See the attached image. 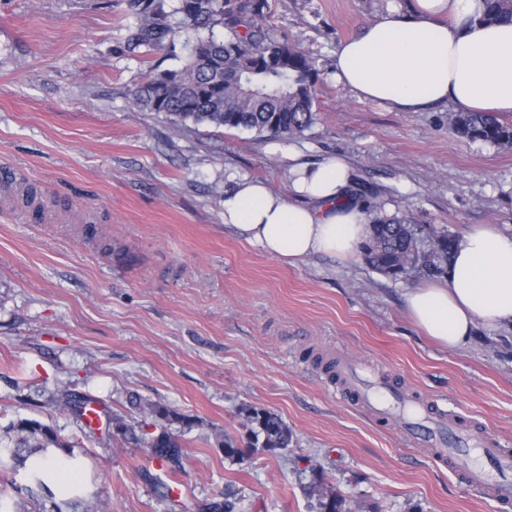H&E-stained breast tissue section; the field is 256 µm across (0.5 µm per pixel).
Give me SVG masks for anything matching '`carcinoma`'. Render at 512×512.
Listing matches in <instances>:
<instances>
[{"label": "carcinoma", "mask_w": 512, "mask_h": 512, "mask_svg": "<svg viewBox=\"0 0 512 512\" xmlns=\"http://www.w3.org/2000/svg\"><path fill=\"white\" fill-rule=\"evenodd\" d=\"M482 20L512 22V0H484ZM139 25L130 36L132 48H163L185 36L181 66L148 70L134 93L137 105L165 114L181 128L189 123L217 129L269 133L284 139L301 135L316 120L318 75L310 56L300 47L273 39L269 32V0H175L172 13L162 0H133ZM450 131L473 142L512 148V121L489 112H453ZM371 215L370 235L362 247L363 260L393 278L412 271L443 273L456 239L429 229V248L422 247L407 215H387L354 189ZM75 392L65 389L50 405L59 411L80 407ZM147 412L161 422L160 430L144 433L140 442L159 464L179 467L182 443L168 428L183 421L169 408L149 404ZM250 425L247 447L275 454L286 450L292 434L282 417L267 409L245 408ZM0 448L18 466L50 448L64 452L71 445L58 430L37 419L20 418L0 435ZM319 512H343V499L330 492L318 498Z\"/></svg>", "instance_id": "carcinoma-1"}]
</instances>
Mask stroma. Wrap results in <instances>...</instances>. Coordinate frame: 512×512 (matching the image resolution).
<instances>
[{
  "label": "stroma",
  "instance_id": "obj_1",
  "mask_svg": "<svg viewBox=\"0 0 512 512\" xmlns=\"http://www.w3.org/2000/svg\"><path fill=\"white\" fill-rule=\"evenodd\" d=\"M406 0H270L271 35L300 44L319 74L316 122L292 139L187 125L135 104L148 65L174 68L183 45L148 52L128 36L132 0H0V431L20 418L56 426L73 479L109 512H202L233 491L239 512H317L330 485L346 512H495L317 367L345 353L512 448V324L476 325L458 349L411 322L408 289L363 258L291 264L224 227V193L262 180L288 193V152L341 157L386 213L459 236L512 233V149L459 138L450 106L401 112L332 77L337 44ZM104 400L126 423L142 403L171 424L181 469L107 419L52 412L57 387ZM265 408L292 432L285 451L225 458L245 443L242 411ZM0 512H56L11 466ZM174 480L167 499L155 481Z\"/></svg>",
  "mask_w": 512,
  "mask_h": 512
}]
</instances>
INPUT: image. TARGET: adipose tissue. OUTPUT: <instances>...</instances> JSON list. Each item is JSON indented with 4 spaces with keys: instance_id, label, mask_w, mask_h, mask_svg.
<instances>
[{
    "instance_id": "adipose-tissue-1",
    "label": "adipose tissue",
    "mask_w": 512,
    "mask_h": 512,
    "mask_svg": "<svg viewBox=\"0 0 512 512\" xmlns=\"http://www.w3.org/2000/svg\"><path fill=\"white\" fill-rule=\"evenodd\" d=\"M482 0H414L393 7L340 41L338 84L359 99L402 112L450 103L464 112H512V23L481 21ZM291 197L242 179L224 193V225L274 258L355 259L370 217L348 195L346 161L290 168ZM409 316L442 346L465 343L476 323H512V235L493 225L458 239L446 274L407 291Z\"/></svg>"
}]
</instances>
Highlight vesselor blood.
Wrapping results in <instances>:
<instances>
[{
	"mask_svg": "<svg viewBox=\"0 0 512 512\" xmlns=\"http://www.w3.org/2000/svg\"><path fill=\"white\" fill-rule=\"evenodd\" d=\"M347 394L380 419L403 422L407 438L448 464L461 483L494 502L499 512H512V454L489 435L448 420L444 413L424 406L401 387L382 379L356 359L341 356L334 362Z\"/></svg>",
	"mask_w": 512,
	"mask_h": 512,
	"instance_id": "b4317fda",
	"label": "vessel or blood"
}]
</instances>
